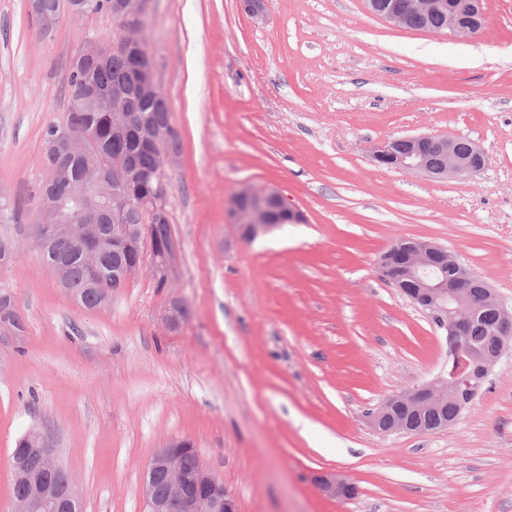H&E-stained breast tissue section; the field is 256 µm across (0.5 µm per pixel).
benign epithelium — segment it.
I'll use <instances>...</instances> for the list:
<instances>
[{
    "label": "benign epithelium",
    "mask_w": 512,
    "mask_h": 512,
    "mask_svg": "<svg viewBox=\"0 0 512 512\" xmlns=\"http://www.w3.org/2000/svg\"><path fill=\"white\" fill-rule=\"evenodd\" d=\"M145 0H113V16L124 31L123 40L115 45H104L92 39L83 42L82 56L92 62L104 64L115 52L127 53L139 58V63L130 81L112 87V111H124L127 98L136 94L141 98L163 99L155 75L153 57L148 51L143 32ZM371 13L396 26L404 27L408 17L416 15L423 20L433 15H448V26L438 32L455 37L472 35L486 23L481 0H402L393 5H382L368 0ZM241 7L254 20L263 21L267 14V0H243ZM40 33L49 32L60 12L73 17L84 15L82 0H63L60 10L45 12L34 0ZM460 137L452 134H422L390 139L372 149V159L384 164L397 157V169L422 174L431 179L468 180L478 176L486 167L487 158L482 148L470 142L467 156L458 150ZM407 145L406 151L397 156L393 148L396 143ZM87 135L79 127H67L50 135L46 150L59 152L75 144L86 145ZM133 175L127 157L112 158V198L126 193ZM99 185L86 182L72 192L52 201L44 202L43 212H52L53 220L38 224H27L24 231L30 247L43 254L46 246L58 238L72 214H79L83 223L73 229L75 238L91 245L96 240L95 221L101 207L105 206ZM168 191L161 188L153 196L136 201L134 208L154 215L158 220L168 219ZM231 223L238 225L243 237L249 241L278 227L277 219L289 223L304 221L301 212L288 207L282 195L272 189L244 187L227 203ZM393 245L380 260L382 276L401 287L412 284L420 289L424 303L420 308L436 330L445 337L448 345V361L445 368L432 380L413 389L399 392L383 401L370 415V425L381 433L404 432L406 428L388 422L390 401H398L412 408L438 407L454 397L458 384L468 366L480 364L484 375H489L494 366L512 350V310L497 298L494 290L470 269L464 267L457 256L445 248L424 240L414 241V250L408 258L397 263L392 254ZM179 256L175 243L154 250L149 241H144L141 255L125 264L116 274L121 283H127L143 269H148L163 285L169 287L176 279ZM14 295L8 291L0 297V343L17 341L20 330L15 328ZM469 308H493L497 321L493 335L495 347L488 354H479L461 342L466 328ZM24 453L12 465L16 481L27 486L26 491L15 497L12 512H71L81 506V494L71 480L69 472L58 458L54 434L50 426L43 425L27 432L23 437ZM194 449L187 437H172L156 448L144 471L141 496L144 512H170L177 506L181 512H238L235 497L224 481L209 474L204 468L187 472L181 465L183 451ZM36 459L39 469L30 468L29 460ZM319 491L331 498H347L355 491L354 484L334 472H324L314 477Z\"/></svg>",
    "instance_id": "obj_1"
}]
</instances>
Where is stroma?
Segmentation results:
<instances>
[{
  "mask_svg": "<svg viewBox=\"0 0 512 512\" xmlns=\"http://www.w3.org/2000/svg\"><path fill=\"white\" fill-rule=\"evenodd\" d=\"M467 37L392 25L366 0H149L144 37L182 151L169 172L177 277L141 271L88 310L17 234L0 266L25 320L0 345V512L10 456L50 425L83 512H143L157 446L191 438L238 512H512V352L452 426L381 434L367 415L437 375L448 346L385 280L400 239L434 242L512 310V0H483ZM106 12L41 36L30 0H0V189L35 223L50 172L43 133L68 107L84 38L115 42ZM449 133L487 155L468 181L376 165L370 150ZM304 216L254 241L227 214L243 186ZM181 298L187 318L168 328ZM336 471L357 488L329 498ZM313 481L323 495L331 498H349L355 491L354 484L336 472L321 473Z\"/></svg>",
  "mask_w": 512,
  "mask_h": 512,
  "instance_id": "35a3bbf8",
  "label": "stroma"
}]
</instances>
